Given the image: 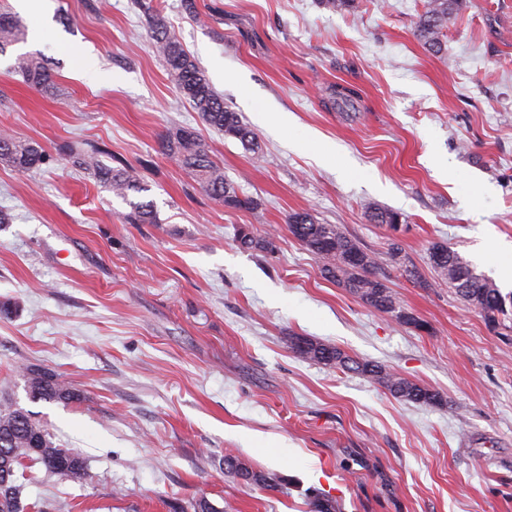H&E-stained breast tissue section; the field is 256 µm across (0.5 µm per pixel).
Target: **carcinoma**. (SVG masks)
<instances>
[{
  "label": "carcinoma",
  "mask_w": 512,
  "mask_h": 512,
  "mask_svg": "<svg viewBox=\"0 0 512 512\" xmlns=\"http://www.w3.org/2000/svg\"><path fill=\"white\" fill-rule=\"evenodd\" d=\"M463 2L465 0H427L417 25V37L428 50L437 53L442 49V30L447 27L448 19L461 9ZM134 3L148 15L155 50L179 93L199 112L207 125L226 137L239 140L246 149L257 150L255 133L238 113L224 106V98L211 87L196 61L168 30L164 17L143 0H134ZM27 34L28 26L21 18L5 7L0 9L1 56ZM13 68L31 88L41 92L53 88V70L42 57L19 56ZM359 98V92L353 87L336 84L328 87V103L333 107L352 108ZM160 151L204 187L215 203L232 209H257L258 203L254 199L239 195L234 185L225 179L224 169L212 160L194 129L179 127L168 132L160 140ZM67 153L76 167L125 201H128L130 193L147 190L135 168L128 164L116 168L107 165L101 159V151L94 146L72 145ZM48 161L49 155L40 143L0 132L1 164L24 173L38 169ZM129 205L131 211L125 217L127 223H159L153 202L129 201ZM369 213L376 224L395 228L401 223L400 216L389 210L371 206ZM286 228L318 260L326 279L346 288L369 307L391 315L399 324L409 325L394 308L396 299L380 275L382 261L379 256L363 249L339 225L321 224L307 212L290 215ZM236 242L244 250L272 253L276 248L273 235L258 236L248 226L239 229ZM431 249L446 252L443 262H431L436 278L448 283V287L477 310L490 327H499L502 317L507 315L506 302L512 303V295L504 297L491 280L475 273L473 266L448 245L434 243ZM387 257L402 267L407 277L419 280L418 270L405 263L398 244H391ZM295 340L296 337H290V348L302 358L354 373L359 372L361 366L380 370L386 389L394 397L405 388L413 393L411 401L415 403L433 405L442 402L439 393L390 371L382 364L354 358L334 345L330 347L319 341L305 349ZM25 379L29 398L33 401L68 404L80 399L79 393L51 373L32 369ZM31 464H39L51 474L71 479L81 478L85 471L83 458L57 446L45 423L12 401L3 399L0 401V481L8 480L10 491L0 490V512H24L19 472Z\"/></svg>",
  "instance_id": "1"
}]
</instances>
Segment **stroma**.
Listing matches in <instances>:
<instances>
[{
  "mask_svg": "<svg viewBox=\"0 0 512 512\" xmlns=\"http://www.w3.org/2000/svg\"><path fill=\"white\" fill-rule=\"evenodd\" d=\"M258 151L206 125L169 79L133 0H49L0 56V129L51 161L0 165V397L45 422L85 461L81 479L28 470L25 512H310L318 491L342 512H512V332L436 283L429 248L458 251L512 293V7L465 0L444 50L419 43L426 0H154ZM42 53L55 90L23 84L17 56ZM357 111L328 108L331 84ZM198 131L255 210L217 205L159 151ZM87 143L137 168L155 224L88 177L66 148ZM401 214L391 233L369 207ZM306 211L367 251L398 242L422 282L385 267L420 333L323 278L285 228ZM276 233L246 252L241 226ZM292 336L338 346L437 392L422 405L375 381L304 359ZM38 368L78 401H32ZM234 456L280 480L233 479ZM328 103L332 107L338 106L341 109L354 108V104L360 98L359 92L353 87L341 85H330L328 88Z\"/></svg>",
  "mask_w": 512,
  "mask_h": 512,
  "instance_id": "stroma-1",
  "label": "stroma"
}]
</instances>
